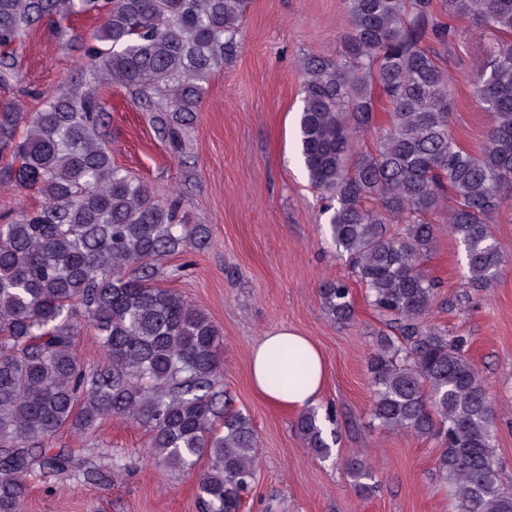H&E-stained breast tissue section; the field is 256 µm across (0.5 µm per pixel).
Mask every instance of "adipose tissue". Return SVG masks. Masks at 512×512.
Instances as JSON below:
<instances>
[{"label":"adipose tissue","instance_id":"1","mask_svg":"<svg viewBox=\"0 0 512 512\" xmlns=\"http://www.w3.org/2000/svg\"><path fill=\"white\" fill-rule=\"evenodd\" d=\"M283 345L301 349L308 356V377L302 386L275 387L269 381L270 352ZM250 373L255 389L271 404L304 410L318 401L325 380L326 366L321 353L306 336L294 329L281 327L265 336L254 347L250 357Z\"/></svg>","mask_w":512,"mask_h":512}]
</instances>
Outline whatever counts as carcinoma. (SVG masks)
I'll return each instance as SVG.
<instances>
[{"label": "carcinoma", "instance_id": "obj_1", "mask_svg": "<svg viewBox=\"0 0 512 512\" xmlns=\"http://www.w3.org/2000/svg\"><path fill=\"white\" fill-rule=\"evenodd\" d=\"M343 3L341 54L299 61L298 140L307 177L328 201L330 238L387 328L367 362L371 413L386 429L438 440L435 470L454 512H512L485 381L467 339L428 323L439 282L425 267L439 221L463 246L465 287H488L507 263L490 224L512 202V0ZM245 9L246 0H0L3 86L21 81L17 46L38 24L76 12L102 18L84 41L83 82L27 116L0 102V180L43 197L0 224V512H23L37 472L90 484L121 474L117 458L104 469L50 446L61 430L82 435L112 417L145 427L161 466L205 463L207 512H239L253 487L258 437L250 415L224 403L221 333L155 284L160 261L202 247L206 228L112 163L98 94L123 85L180 145L204 80L237 55ZM469 15L498 36L469 76L494 117L479 153L448 124L459 78L444 56L461 38L453 21ZM370 130L373 147L356 150ZM397 223L403 230L391 232ZM319 298L329 320L353 321L346 281L325 282ZM79 315L103 354L96 369L76 356ZM290 357L301 367L295 385L305 382V354L285 347L271 355L273 386ZM297 428L314 454L330 455L336 434L316 412L301 413Z\"/></svg>", "mask_w": 512, "mask_h": 512}]
</instances>
